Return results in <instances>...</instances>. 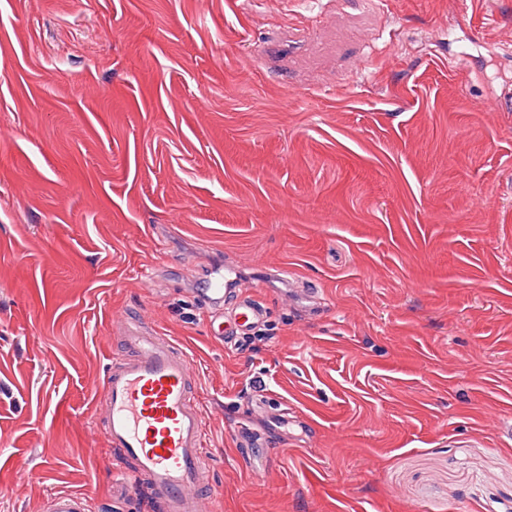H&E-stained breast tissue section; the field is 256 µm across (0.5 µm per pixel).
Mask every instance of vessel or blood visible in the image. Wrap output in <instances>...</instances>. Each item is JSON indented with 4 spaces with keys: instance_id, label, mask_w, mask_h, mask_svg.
<instances>
[{
    "instance_id": "b4317fda",
    "label": "vessel or blood",
    "mask_w": 512,
    "mask_h": 512,
    "mask_svg": "<svg viewBox=\"0 0 512 512\" xmlns=\"http://www.w3.org/2000/svg\"><path fill=\"white\" fill-rule=\"evenodd\" d=\"M215 338L232 342L267 319L262 302L239 287L233 268L214 271L202 290ZM118 347L101 383L95 422L120 462L158 512H204L210 483L206 420L190 355L144 319L124 316ZM45 512H92L89 497L54 493Z\"/></svg>"
}]
</instances>
